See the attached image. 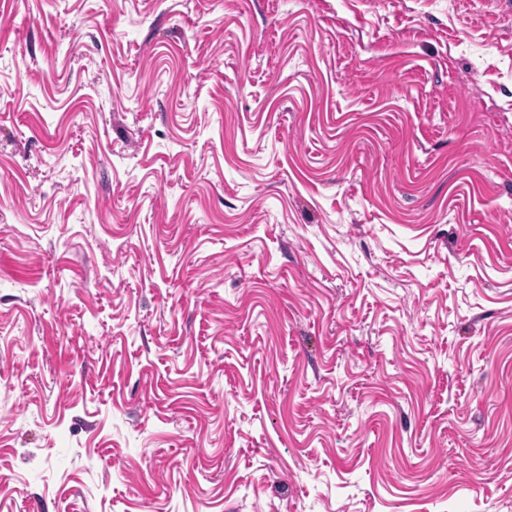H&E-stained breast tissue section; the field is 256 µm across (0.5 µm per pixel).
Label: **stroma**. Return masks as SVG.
Here are the masks:
<instances>
[{"label":"stroma","instance_id":"1","mask_svg":"<svg viewBox=\"0 0 512 512\" xmlns=\"http://www.w3.org/2000/svg\"><path fill=\"white\" fill-rule=\"evenodd\" d=\"M0 512H512V0H0Z\"/></svg>","mask_w":512,"mask_h":512}]
</instances>
